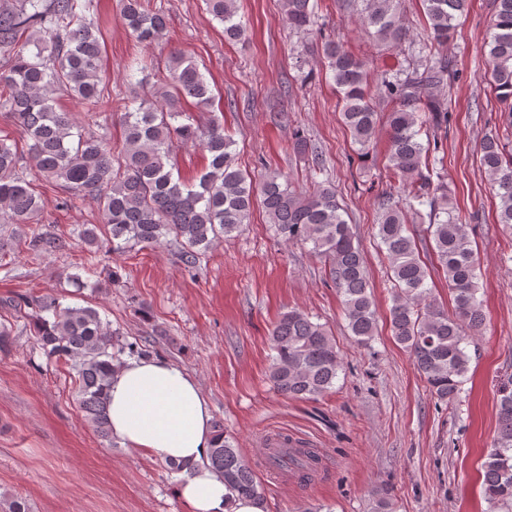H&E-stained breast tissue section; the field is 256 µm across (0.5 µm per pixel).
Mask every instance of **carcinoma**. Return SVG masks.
Listing matches in <instances>:
<instances>
[{"label":"carcinoma","mask_w":512,"mask_h":512,"mask_svg":"<svg viewBox=\"0 0 512 512\" xmlns=\"http://www.w3.org/2000/svg\"><path fill=\"white\" fill-rule=\"evenodd\" d=\"M429 45L418 53L424 59L412 68L381 73L379 94L391 109L386 117L388 161L406 184L408 197L429 207L427 233L436 261L448 279L454 312L431 299L428 268L407 229L400 204L383 197L376 236L390 263L394 294L389 310L392 336L410 351L418 372L434 396L448 404L459 394L468 371V340L484 325L478 299L479 259L468 225L449 207L448 185L432 180L429 153L416 130L418 114L439 128L448 124L447 100L438 89L448 78L450 62L428 52L443 46L466 12L468 0H422ZM291 29L312 33L314 6L310 0H281ZM122 18L132 35L148 47L165 32V18L147 7L146 0H120ZM209 14L224 25L230 42L246 39L247 28L238 17L237 0H205ZM364 32L384 50H396L409 40L400 13V0H348ZM94 0H13L0 4V109L9 114L27 142L28 159L19 156L8 139L0 138V223L32 224L25 244L38 254H52L68 243L38 228L43 210L33 188L32 175L52 179L74 196L91 198L102 211L112 251L124 252L173 242L180 247L183 265L193 268L217 240L231 238L250 223L255 202L264 209L274 236L287 245H312L328 263V275L341 297L350 336L370 346L377 330V310L366 275L363 253L355 243L346 211L336 189L314 183L299 189L288 176L265 171L260 182L236 162L235 140L217 118L204 124L183 108L191 101L208 112L214 93L199 66L179 54L168 60L169 83L137 107L124 106L119 122L124 144L112 153L106 138L88 135L80 121L54 106L63 92L79 101L88 114L109 102V81L101 73L104 49L92 16ZM487 77L512 119V0H495V14L487 42ZM327 62L342 101V120L361 154L378 129V112L369 98L365 62L330 37L321 38ZM201 142L209 165L197 182L187 185L174 178L171 164L177 146ZM481 165L499 198L498 223L512 226V153L498 138L481 144ZM36 305L33 332L40 349L64 360L76 374L79 409L106 441L112 439L108 386L119 368V355L137 351L119 344L112 330L91 306H67L52 296L26 297L14 307ZM272 352L268 379L279 394L295 399H317L336 385L342 372L336 341L326 326L308 313L292 308L281 314L270 334ZM499 433L485 454L482 492L490 512H512V375L500 380ZM217 442L208 466L238 496L261 500L254 469L224 426L216 423ZM276 467L292 468L308 479L320 456L311 448H273L268 458ZM0 512H31L21 496L0 499Z\"/></svg>","instance_id":"1"}]
</instances>
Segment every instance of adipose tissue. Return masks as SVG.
I'll return each instance as SVG.
<instances>
[{"mask_svg": "<svg viewBox=\"0 0 512 512\" xmlns=\"http://www.w3.org/2000/svg\"><path fill=\"white\" fill-rule=\"evenodd\" d=\"M112 434L127 448L184 467L178 494L189 512H262L256 500L233 496L205 465L215 429L197 379L160 356L128 359L109 391Z\"/></svg>", "mask_w": 512, "mask_h": 512, "instance_id": "obj_1", "label": "adipose tissue"}]
</instances>
